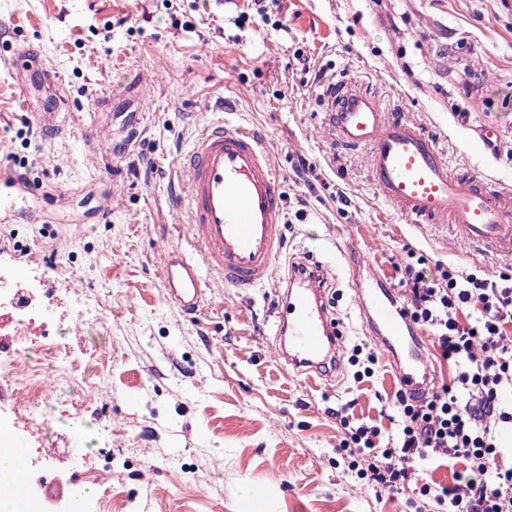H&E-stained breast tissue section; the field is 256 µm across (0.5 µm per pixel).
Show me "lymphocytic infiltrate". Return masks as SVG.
<instances>
[{"label": "lymphocytic infiltrate", "mask_w": 512, "mask_h": 512, "mask_svg": "<svg viewBox=\"0 0 512 512\" xmlns=\"http://www.w3.org/2000/svg\"><path fill=\"white\" fill-rule=\"evenodd\" d=\"M400 285L415 326L454 367L428 397L397 392L394 433L336 411L341 450L375 491L412 487L413 512H512V275L406 264ZM462 465L451 486L425 479L440 460Z\"/></svg>", "instance_id": "f902f5d3"}]
</instances>
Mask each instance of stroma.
I'll use <instances>...</instances> for the list:
<instances>
[{"instance_id": "stroma-1", "label": "stroma", "mask_w": 512, "mask_h": 512, "mask_svg": "<svg viewBox=\"0 0 512 512\" xmlns=\"http://www.w3.org/2000/svg\"><path fill=\"white\" fill-rule=\"evenodd\" d=\"M247 0H0L18 33L0 55V168H26L33 195H0V255L32 282L80 280L90 316L69 352L33 343L25 361L51 374L57 404L38 421L46 440L64 422L112 432V512H234L242 487L261 512H404L407 492L375 493L337 461L334 412L394 427L397 390L379 358L356 381L296 375L269 349L273 284L247 291L207 277L202 315L164 296L166 249L196 247L182 159L200 129L225 120L264 140L284 196L285 258L322 261L330 247L369 258L398 287L409 255L487 274L512 258L419 226L383 201L364 150L339 146L318 94L343 79L386 111L438 137L452 170L512 189V0H279L282 28ZM44 59L41 85L12 66ZM36 112H55L44 134ZM96 123L102 141L86 140ZM497 124L495 148L472 145ZM332 310L346 349L379 346L339 271Z\"/></svg>"}]
</instances>
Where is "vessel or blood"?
Listing matches in <instances>:
<instances>
[{"label":"vessel or blood","mask_w":512,"mask_h":512,"mask_svg":"<svg viewBox=\"0 0 512 512\" xmlns=\"http://www.w3.org/2000/svg\"><path fill=\"white\" fill-rule=\"evenodd\" d=\"M321 98L337 138L365 150L375 190L410 223L447 225L461 243L490 245L512 256V193L453 172L437 137L412 120L394 117L357 85L330 83ZM186 166L198 253L168 249L161 275L166 299L193 316L206 300L204 272L238 289L272 279L284 249L283 200L262 138L246 127L204 126ZM332 266L328 260L307 274L289 271L272 309L275 353L310 381L331 378L341 368L345 336L322 286ZM349 269L364 326L381 343L398 386L406 393L429 392L426 352L411 338L408 310L366 257Z\"/></svg>","instance_id":"1"}]
</instances>
